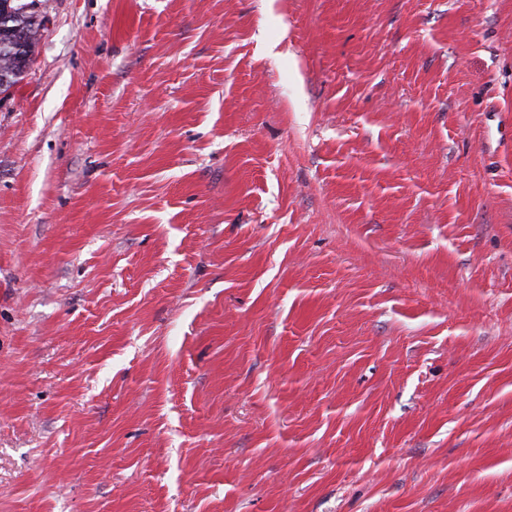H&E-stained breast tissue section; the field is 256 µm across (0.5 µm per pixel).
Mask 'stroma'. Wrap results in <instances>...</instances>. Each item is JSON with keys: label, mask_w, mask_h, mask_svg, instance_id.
I'll list each match as a JSON object with an SVG mask.
<instances>
[{"label": "stroma", "mask_w": 512, "mask_h": 512, "mask_svg": "<svg viewBox=\"0 0 512 512\" xmlns=\"http://www.w3.org/2000/svg\"><path fill=\"white\" fill-rule=\"evenodd\" d=\"M41 9L0 512H512V0Z\"/></svg>", "instance_id": "stroma-1"}]
</instances>
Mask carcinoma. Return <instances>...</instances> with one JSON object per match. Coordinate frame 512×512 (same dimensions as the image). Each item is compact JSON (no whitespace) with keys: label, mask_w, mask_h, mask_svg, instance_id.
I'll return each instance as SVG.
<instances>
[{"label":"carcinoma","mask_w":512,"mask_h":512,"mask_svg":"<svg viewBox=\"0 0 512 512\" xmlns=\"http://www.w3.org/2000/svg\"><path fill=\"white\" fill-rule=\"evenodd\" d=\"M40 0H0V93L17 85L34 62L44 19Z\"/></svg>","instance_id":"obj_1"}]
</instances>
